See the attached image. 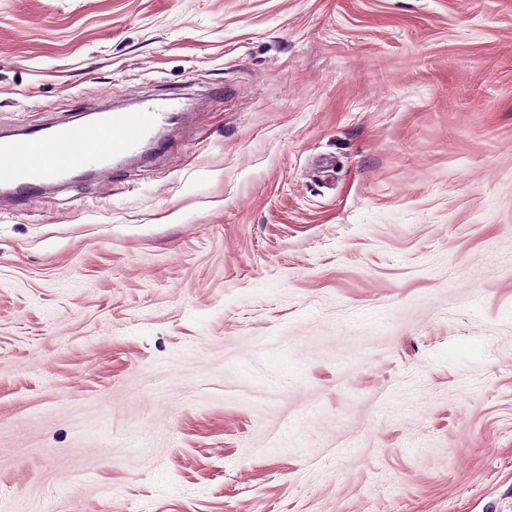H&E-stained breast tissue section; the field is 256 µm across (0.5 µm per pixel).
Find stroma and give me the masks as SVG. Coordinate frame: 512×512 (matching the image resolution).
Masks as SVG:
<instances>
[{
    "mask_svg": "<svg viewBox=\"0 0 512 512\" xmlns=\"http://www.w3.org/2000/svg\"><path fill=\"white\" fill-rule=\"evenodd\" d=\"M0 512H512V0H0ZM168 118L165 106L144 100L132 111L113 110L93 124H64L49 133L28 131L0 139V185L14 195L68 180L77 170L112 184L118 169Z\"/></svg>",
    "mask_w": 512,
    "mask_h": 512,
    "instance_id": "1",
    "label": "stroma"
}]
</instances>
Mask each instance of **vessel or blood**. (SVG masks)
Segmentation results:
<instances>
[{
	"label": "vessel or blood",
	"mask_w": 512,
	"mask_h": 512,
	"mask_svg": "<svg viewBox=\"0 0 512 512\" xmlns=\"http://www.w3.org/2000/svg\"><path fill=\"white\" fill-rule=\"evenodd\" d=\"M167 118L164 105L146 100L134 110L112 111L93 124H65L46 134L34 130L21 138L0 139V185L19 195L66 182L77 170L112 183Z\"/></svg>",
	"instance_id": "b4317fda"
}]
</instances>
